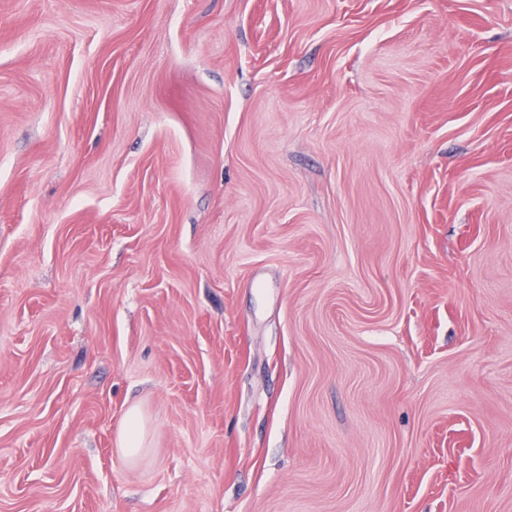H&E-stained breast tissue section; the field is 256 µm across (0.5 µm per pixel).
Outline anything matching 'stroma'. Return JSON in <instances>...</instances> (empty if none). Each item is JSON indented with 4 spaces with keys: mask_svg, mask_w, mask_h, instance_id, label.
<instances>
[{
    "mask_svg": "<svg viewBox=\"0 0 512 512\" xmlns=\"http://www.w3.org/2000/svg\"><path fill=\"white\" fill-rule=\"evenodd\" d=\"M0 512H512V0H0ZM145 423L141 410L131 407L126 415L125 424L117 437L120 451L128 458L135 456V450L141 448V439L144 434Z\"/></svg>",
    "mask_w": 512,
    "mask_h": 512,
    "instance_id": "1",
    "label": "stroma"
}]
</instances>
